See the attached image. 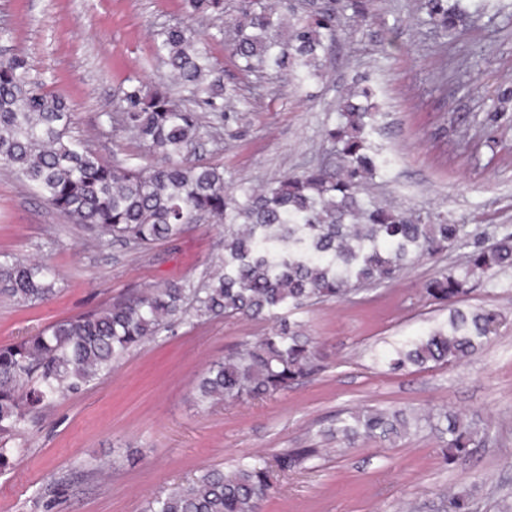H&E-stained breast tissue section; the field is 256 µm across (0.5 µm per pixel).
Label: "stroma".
<instances>
[{
  "mask_svg": "<svg viewBox=\"0 0 512 512\" xmlns=\"http://www.w3.org/2000/svg\"><path fill=\"white\" fill-rule=\"evenodd\" d=\"M420 3L367 0L366 20L346 9L324 76L304 95L241 72L224 53L219 23L202 22L238 103L221 123L204 114L218 132L203 139L199 158L256 186L300 171L324 158L323 130L362 78L380 112L372 140L390 160L367 195L416 213L446 212L489 243L512 230V0H462L470 18L447 40L430 30ZM183 16L182 0H0V50L27 55L32 76L67 98L74 135L92 140L104 159L133 162L144 149L112 132L115 94L128 79H157L153 30ZM223 240L220 225L192 224L178 241L146 251L103 242L0 171V252L51 258L62 277L46 303L0 295V344L125 294L199 282L218 264ZM459 261L456 251L422 259L393 283L296 311L324 368L264 399L203 407L194 385L210 362L269 333L271 323L196 321L143 343L110 378L42 413L26 436L28 455L0 470V512H144L149 499L207 467L314 447L316 430L337 413L442 406L490 427L467 460L444 463L426 432L393 447L363 442L275 474L265 512H399L406 500L417 512H440L444 493L468 490L470 512H500L512 491V272L480 281L465 299L506 318L475 356L396 374L373 360L445 318L419 287Z\"/></svg>",
  "mask_w": 512,
  "mask_h": 512,
  "instance_id": "35a3bbf8",
  "label": "stroma"
}]
</instances>
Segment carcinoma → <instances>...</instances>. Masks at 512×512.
<instances>
[{
	"instance_id": "carcinoma-1",
	"label": "carcinoma",
	"mask_w": 512,
	"mask_h": 512,
	"mask_svg": "<svg viewBox=\"0 0 512 512\" xmlns=\"http://www.w3.org/2000/svg\"><path fill=\"white\" fill-rule=\"evenodd\" d=\"M185 21L154 34L168 78L120 88L118 125L149 156L144 164L106 161L71 134L66 99L31 78L19 53H0V169L25 182L72 224L100 238L147 250L176 241L190 224L224 227V258L200 283L171 281L98 311L61 320L35 336L0 345V464L27 452L22 438L44 408L88 383L112 375L133 348L194 319L270 320L276 328L241 343L212 362L197 385L203 405L271 396L321 369L318 343L305 325L285 314L319 302L342 301L361 289L391 283L423 258L462 252L452 266L425 281L420 294L448 310L446 320L376 355L389 371L452 366L477 354L497 334L495 309L462 307L475 277L512 269V232L482 246L448 215L422 216L383 202H365L367 180L390 160L370 141L377 113L370 90L357 87L340 106L343 121L325 132L339 169L322 165L256 187L225 176L221 163L192 160L204 125L195 110L218 119L236 98L219 76V61L197 24L221 21L224 0H183ZM361 0H337L297 17L290 0H241L224 43L244 72L266 71L303 88L322 76V56L335 39L341 11ZM427 24L442 37L464 21L448 0H426ZM58 274L45 260L0 252V294L35 305L57 293ZM423 429L435 434L445 463L453 464L489 438L488 427L443 407L421 413L367 409L342 413L316 431L321 443L353 448L374 440L391 446ZM317 448H290L269 462L239 460L229 472L206 469L151 499L145 512H262L274 472L288 473L317 456ZM467 499L446 495L442 512H467Z\"/></svg>"
}]
</instances>
